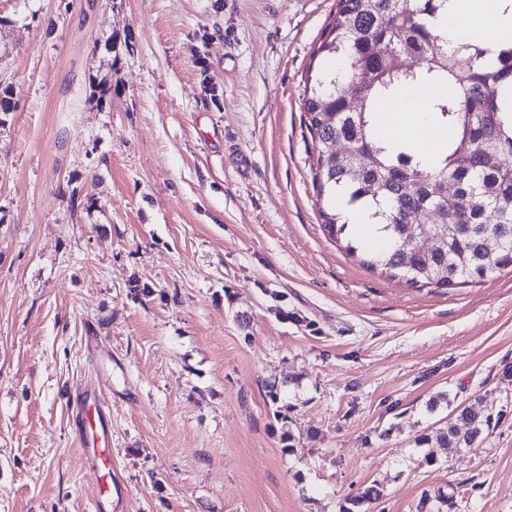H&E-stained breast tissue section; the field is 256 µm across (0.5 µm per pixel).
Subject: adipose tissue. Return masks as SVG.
<instances>
[{"mask_svg": "<svg viewBox=\"0 0 512 512\" xmlns=\"http://www.w3.org/2000/svg\"><path fill=\"white\" fill-rule=\"evenodd\" d=\"M435 29L448 44L467 38L472 32H480L489 52L487 62H494L502 30L512 29V7L506 0H448L447 10L434 22ZM413 97L422 106L415 112H394L384 109L377 117V133L384 140H405L419 150L427 165H435L448 142L449 131L436 124L428 109L432 92L416 88Z\"/></svg>", "mask_w": 512, "mask_h": 512, "instance_id": "ef3b65f1", "label": "adipose tissue"}]
</instances>
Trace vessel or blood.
<instances>
[{
    "mask_svg": "<svg viewBox=\"0 0 512 512\" xmlns=\"http://www.w3.org/2000/svg\"><path fill=\"white\" fill-rule=\"evenodd\" d=\"M80 418V443L85 463L100 479L98 505L111 506L113 497L128 493L124 479L112 463L110 435L104 419L103 409L89 407L87 396H80L78 403Z\"/></svg>",
    "mask_w": 512,
    "mask_h": 512,
    "instance_id": "1",
    "label": "vessel or blood"
}]
</instances>
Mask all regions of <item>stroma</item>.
I'll return each mask as SVG.
<instances>
[{
  "mask_svg": "<svg viewBox=\"0 0 512 512\" xmlns=\"http://www.w3.org/2000/svg\"><path fill=\"white\" fill-rule=\"evenodd\" d=\"M338 0H0V512H512V272L413 288L322 226L303 123ZM491 417L456 455L418 445ZM88 398V394H82L78 403L81 450L88 468L99 475L98 505L100 509H105L112 506L115 495L123 499L128 490L121 473L112 464V448L104 410L97 403L89 407ZM382 497L380 487L373 483L359 488L356 494L346 498V504L342 505L343 512H367L360 510L367 504H372Z\"/></svg>",
  "mask_w": 512,
  "mask_h": 512,
  "instance_id": "35a3bbf8",
  "label": "stroma"
}]
</instances>
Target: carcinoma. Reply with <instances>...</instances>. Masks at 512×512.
Masks as SVG:
<instances>
[{"instance_id":"cac0c4a2","label":"carcinoma","mask_w":512,"mask_h":512,"mask_svg":"<svg viewBox=\"0 0 512 512\" xmlns=\"http://www.w3.org/2000/svg\"><path fill=\"white\" fill-rule=\"evenodd\" d=\"M445 2L338 0L303 98L323 228L339 241L347 228L341 208L370 211L387 245L362 251L348 244L347 253L420 288H455L512 267V172L501 161L512 154V37L499 38L492 63L475 36L448 49L432 24ZM412 87L435 90L429 110L453 131L434 167L375 132L380 105ZM352 91L360 95L353 106ZM341 142L350 147L346 156L337 152ZM490 420L465 408L436 442L456 453ZM381 497L377 484L366 485L342 510L362 512ZM429 501L433 512H454L451 495H424L422 504Z\"/></svg>"}]
</instances>
